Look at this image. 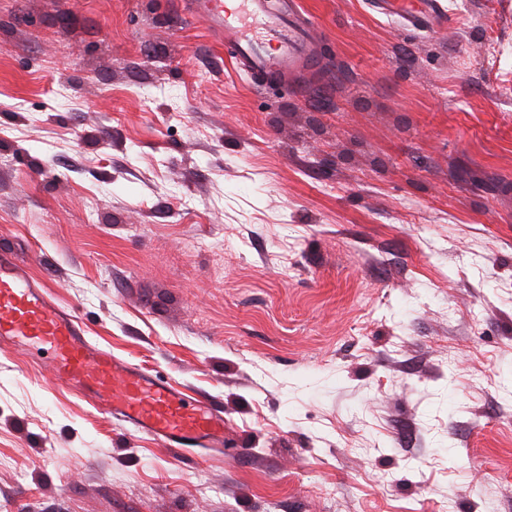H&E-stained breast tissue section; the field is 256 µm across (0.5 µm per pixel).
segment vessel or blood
I'll list each match as a JSON object with an SVG mask.
<instances>
[{"instance_id": "vessel-or-blood-1", "label": "vessel or blood", "mask_w": 512, "mask_h": 512, "mask_svg": "<svg viewBox=\"0 0 512 512\" xmlns=\"http://www.w3.org/2000/svg\"><path fill=\"white\" fill-rule=\"evenodd\" d=\"M378 9L419 28L441 16L437 0H379ZM190 20L224 38L245 77L287 75L317 30L286 0H193ZM0 349L48 361L54 377L96 407L174 449L220 448L224 414L205 397L189 398L169 381L141 372L92 343L74 312L57 305L0 247Z\"/></svg>"}]
</instances>
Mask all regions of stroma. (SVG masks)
I'll use <instances>...</instances> for the list:
<instances>
[{
    "label": "stroma",
    "mask_w": 512,
    "mask_h": 512,
    "mask_svg": "<svg viewBox=\"0 0 512 512\" xmlns=\"http://www.w3.org/2000/svg\"><path fill=\"white\" fill-rule=\"evenodd\" d=\"M298 2L256 90L186 0H0V246L226 443L0 352V512H512V0ZM377 8L384 14L397 16L414 28L433 26L441 17L436 0H381Z\"/></svg>",
    "instance_id": "35a3bbf8"
}]
</instances>
